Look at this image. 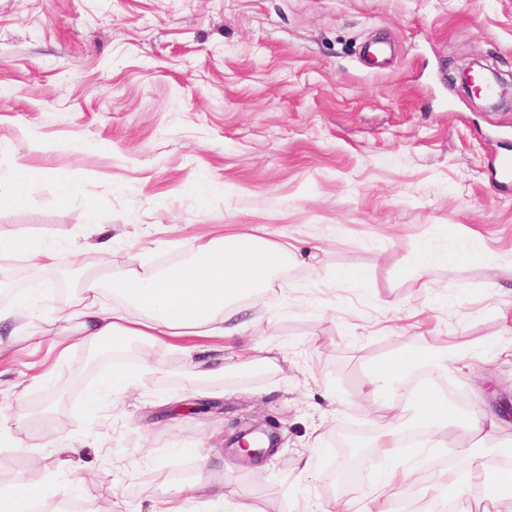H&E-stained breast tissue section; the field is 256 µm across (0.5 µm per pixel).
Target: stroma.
<instances>
[{
    "label": "stroma",
    "instance_id": "obj_1",
    "mask_svg": "<svg viewBox=\"0 0 512 512\" xmlns=\"http://www.w3.org/2000/svg\"><path fill=\"white\" fill-rule=\"evenodd\" d=\"M472 61L512 84V0H0V184L31 174L0 231L67 256L0 259V307L33 289L60 313L96 261L118 279L220 234L294 246L239 341L208 339L221 380L136 338L121 360L69 337L52 369L24 343L0 354V489L52 483L116 512H161L179 486L227 481L258 512L361 505L380 462L381 422L362 399L376 363L432 345L455 359L423 371L465 396L463 414L512 401V359L499 355L512 345V179L491 174L512 150V102L464 93L458 70ZM474 232L483 259L449 268ZM422 245L434 264L415 275ZM350 266L366 281L335 287ZM255 345L281 366L243 374ZM115 370L127 388L89 408ZM193 400L208 410L170 414ZM264 420L279 447L257 465L235 457L229 439ZM357 428L369 446L339 491L336 434ZM445 442L409 498L443 499L444 471L464 470L467 438ZM198 443L203 470L185 453ZM66 448L76 467L62 466Z\"/></svg>",
    "mask_w": 512,
    "mask_h": 512
}]
</instances>
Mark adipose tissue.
<instances>
[{
	"instance_id": "1",
	"label": "adipose tissue",
	"mask_w": 512,
	"mask_h": 512,
	"mask_svg": "<svg viewBox=\"0 0 512 512\" xmlns=\"http://www.w3.org/2000/svg\"><path fill=\"white\" fill-rule=\"evenodd\" d=\"M22 254L44 266L60 264L61 256L41 239L0 232V256ZM290 253L286 244L264 237L232 234L217 237L197 247L183 263L160 270L129 269L114 293L120 304L107 306L101 300L103 281L90 276L81 284L79 298L65 309L62 318L73 335L92 347H109L135 336L152 344H167L184 336L235 338L242 330L236 316L242 301L261 298ZM41 299L29 292L14 304L0 308V326L20 323L53 324ZM447 353L433 346L405 347L375 366L368 374L372 394L399 391L406 379L426 364L447 361ZM416 405L414 424H427L435 434L454 428L473 438L475 447L497 437L504 421L495 410L465 421L449 416L446 403L429 391L413 393ZM390 419L378 436L383 457L392 461L380 475L384 491L405 494L414 486L418 467L436 464L434 455L420 457L417 467L396 464L401 431L395 419L400 412L398 399H391ZM60 494L56 485L21 482L0 495V512H45Z\"/></svg>"
}]
</instances>
